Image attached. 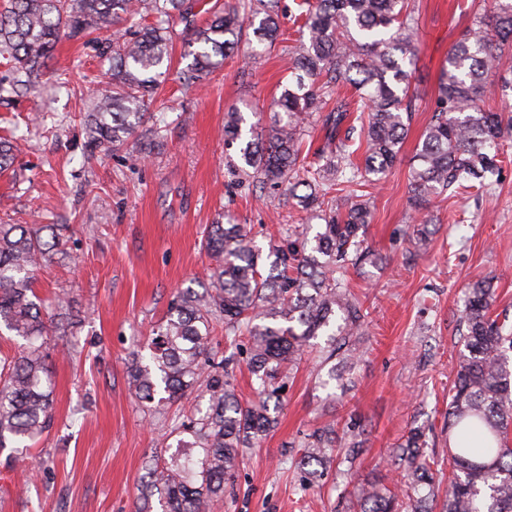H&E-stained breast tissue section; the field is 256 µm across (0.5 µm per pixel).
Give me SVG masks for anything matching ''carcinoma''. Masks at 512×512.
Instances as JSON below:
<instances>
[{"instance_id":"1","label":"carcinoma","mask_w":512,"mask_h":512,"mask_svg":"<svg viewBox=\"0 0 512 512\" xmlns=\"http://www.w3.org/2000/svg\"><path fill=\"white\" fill-rule=\"evenodd\" d=\"M303 20L297 46L289 50L291 79L269 107L264 133L246 137L245 110L224 113V147L232 184L268 185L281 191L283 205L305 213L304 225L284 224L268 252L248 238L229 213L209 225L205 246L212 260L200 289L177 293L166 316L127 367V384L152 411L203 386L192 415L175 418L169 437L177 451L145 462L146 479L136 512H211L245 449L278 425L277 406L287 369L304 349L324 339V384L339 383L360 358L359 339L367 314L344 283L349 267L376 263L365 225L372 215V189L397 162L408 134L410 78L418 54V15L409 0H299ZM201 0H10L0 11V57L12 71L8 85L25 93L67 37H104L100 57L109 85L96 91L84 118L87 142L129 159L151 141L147 104L170 70L174 18L184 23V58L178 79L192 86L220 68L244 31H252L250 57L261 56L279 35L281 0H237L210 12L199 25ZM503 108L484 107L488 78ZM346 86L364 103L359 116L366 140L354 159L349 103L334 98ZM323 116L325 144L317 162L302 156L310 117ZM512 135V0H493V10L476 13L448 52L439 77L430 122L409 171L410 201L419 214L412 241L427 240L429 208L446 192L491 191L498 182V147ZM21 152L19 137L0 138V172ZM60 244L58 225L0 224V329L25 341L13 357L0 360V448L20 454L47 432L54 420L53 382L43 351L63 299L39 298L37 271ZM492 279L473 283L458 309L463 349L451 357L448 390V463L455 471L438 500L434 461L417 430L394 449L403 483L390 488L368 482L358 489L360 512H512V324L492 316ZM224 325L231 342L246 344L220 356L212 330ZM245 364L258 400L242 404L232 381ZM360 424L340 434L326 423L308 434L297 467L319 482L336 459L359 454Z\"/></svg>"}]
</instances>
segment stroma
I'll list each match as a JSON object with an SVG mask.
<instances>
[{
    "label": "stroma",
    "mask_w": 512,
    "mask_h": 512,
    "mask_svg": "<svg viewBox=\"0 0 512 512\" xmlns=\"http://www.w3.org/2000/svg\"><path fill=\"white\" fill-rule=\"evenodd\" d=\"M420 51L410 79L415 110L400 159L374 195L369 246L384 261L349 268L367 312L362 357L336 392L318 383L319 350L292 367L280 395L279 424L246 449L223 503L213 512H356L354 485L395 477L391 450L421 428L426 450L449 478L448 390L460 348L456 313L468 284L492 278L495 309L512 316V138L500 145V183L489 193L436 200V232L409 257V166L429 123L441 67L471 24L473 0H412ZM270 54L248 61L239 45L201 84L185 87L175 41L172 74L149 110L162 142L145 161L89 147L83 117L106 84L96 45L62 40L37 87L0 99V135L26 147L0 174V224H65L69 230L37 274L39 296L67 294L74 327L47 339L55 421L31 448L27 466L0 451V512H135L147 457L166 445L168 422L129 392L130 354L165 316L177 289L204 280L203 231L231 212L259 245L298 214L269 188H230L221 130L241 101L267 120L288 78L287 53L300 22L296 0H282ZM360 418L362 452L351 478L303 486L294 467L305 434L328 422Z\"/></svg>",
    "instance_id": "obj_1"
}]
</instances>
